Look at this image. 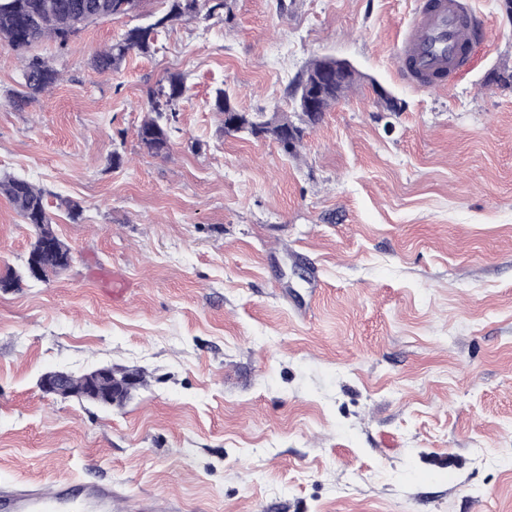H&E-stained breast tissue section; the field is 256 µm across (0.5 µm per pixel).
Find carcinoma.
Here are the masks:
<instances>
[{
    "label": "carcinoma",
    "mask_w": 512,
    "mask_h": 512,
    "mask_svg": "<svg viewBox=\"0 0 512 512\" xmlns=\"http://www.w3.org/2000/svg\"><path fill=\"white\" fill-rule=\"evenodd\" d=\"M144 0H0V45L24 55L19 88L8 94L9 104L22 111L40 95L53 88L62 78V72L46 57L31 55L29 51L45 40L54 42L59 50L88 25L99 20L119 17H141ZM164 13L151 21L127 28L92 61L94 68L105 73L120 66L126 56L137 51L149 54L156 50L158 37L176 21L207 22L229 13L228 0H164ZM332 71L324 84H314V105L309 114L298 117L303 126L296 125L288 116L275 114L274 123L265 119L264 112H255L234 129L224 128L226 134L247 133L254 137L263 134L275 141L279 127L293 129V144L282 148L289 157L298 155L306 132L321 122L328 111L360 81L359 73L347 62L334 58H316L308 61L302 75L318 76L325 68ZM186 91V78L171 73L149 93L147 117L137 129L139 144L153 156L167 154L171 139L180 132L176 125L177 105ZM47 191L18 176L0 177V195L13 206L23 222L35 231L28 258L37 259L42 277L67 268L72 260L69 247L53 229V217L45 200Z\"/></svg>",
    "instance_id": "1"
}]
</instances>
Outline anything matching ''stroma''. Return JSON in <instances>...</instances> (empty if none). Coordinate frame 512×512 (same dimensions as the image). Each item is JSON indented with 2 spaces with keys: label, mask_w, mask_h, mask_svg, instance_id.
Wrapping results in <instances>:
<instances>
[{
  "label": "stroma",
  "mask_w": 512,
  "mask_h": 512,
  "mask_svg": "<svg viewBox=\"0 0 512 512\" xmlns=\"http://www.w3.org/2000/svg\"><path fill=\"white\" fill-rule=\"evenodd\" d=\"M417 2L228 0L231 23L174 25L106 73L93 57L135 20L100 21L38 46L63 75L22 112L0 46V174L48 190L72 253L0 289L1 487L107 482L112 512H512V20L468 0L486 33L425 91L394 61ZM324 56L363 79L298 158L224 133L216 89L290 115ZM173 72L157 157L136 131ZM33 237L0 196V275ZM106 364L147 387L106 410L37 385ZM185 91L186 78L181 73H170L150 90L148 115L137 129L139 144L149 154H167L172 137L180 133L177 105Z\"/></svg>",
  "instance_id": "35a3bbf8"
}]
</instances>
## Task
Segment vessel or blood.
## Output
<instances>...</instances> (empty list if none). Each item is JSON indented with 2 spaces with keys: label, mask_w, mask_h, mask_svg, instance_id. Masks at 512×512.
Returning <instances> with one entry per match:
<instances>
[{
  "label": "vessel or blood",
  "mask_w": 512,
  "mask_h": 512,
  "mask_svg": "<svg viewBox=\"0 0 512 512\" xmlns=\"http://www.w3.org/2000/svg\"><path fill=\"white\" fill-rule=\"evenodd\" d=\"M481 33L466 0H422L397 50V69L425 89L443 87ZM0 512H112V487L89 483L76 490L63 484L47 493L1 488Z\"/></svg>",
  "instance_id": "vessel-or-blood-1"
}]
</instances>
